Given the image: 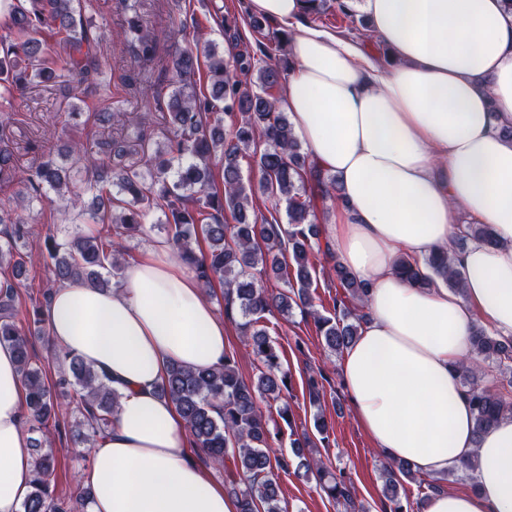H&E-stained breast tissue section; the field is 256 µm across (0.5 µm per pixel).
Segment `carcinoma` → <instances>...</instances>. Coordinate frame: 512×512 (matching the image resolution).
I'll use <instances>...</instances> for the list:
<instances>
[{
    "label": "carcinoma",
    "instance_id": "1",
    "mask_svg": "<svg viewBox=\"0 0 512 512\" xmlns=\"http://www.w3.org/2000/svg\"><path fill=\"white\" fill-rule=\"evenodd\" d=\"M124 2L127 18L120 31L93 34L83 17L81 0H0L7 28V34L0 36V98L12 102L33 85H56L65 77L83 92L91 89L97 95L110 88L112 72L104 68L98 49L112 34L138 58L153 60L158 34L144 24L141 0ZM50 38L61 49L58 57L50 53ZM290 38L291 32L284 29L267 34V42L258 44L262 61L247 53L226 59L216 48L208 49L211 84L207 94L198 93L192 82L199 67L197 50L187 45L175 53L171 68L177 81L166 99L171 136L165 148L148 157L143 166L105 165L76 143L66 148L67 165H58L50 156L22 170L13 148L1 138L0 185H17L21 202L46 200L77 211L78 222L68 241L60 244L54 236L46 237L45 267L59 286L81 280L94 288L110 287V277L122 268L126 238L144 229L155 208H167L175 256L194 269L203 288L211 291L218 282L225 305H237L244 318L241 336L263 370L248 382L238 372L235 354L227 352L217 368L172 366L159 386L160 395L175 403L200 451L243 484L236 493L239 512H281L279 476L292 466L315 474L325 494L350 512L356 508L350 487L317 456V443L328 441L330 426L325 417L318 414L314 419L319 442L308 435L302 443L294 441L291 459L274 452L272 441L281 428L271 424L259 405L263 400L283 399L288 390V375L263 325L266 316L300 308L313 318L326 349L334 354L355 341L366 318L365 283L340 264L327 245L323 255L329 258L328 265L319 268L312 261V239L319 238L317 211L326 209L327 200L339 198L340 186L336 176L308 162L287 114L280 109L282 77L289 68L280 53ZM253 71L257 72L254 81L238 78ZM258 144L264 149L252 155L258 173L256 188L286 202V226L252 216L247 209L253 187L243 181L240 159ZM217 157L222 163L220 188L210 171ZM114 189L125 197V208L117 216L112 215L117 201ZM228 214L234 223L226 222ZM101 224L113 225V231L103 233ZM0 225L4 226L0 233L7 238L0 245V269L7 272L0 283V343L13 347L27 390L26 419L35 466L33 491L22 510L83 512L91 500L90 489L80 486L70 500L58 498L53 483L56 458L46 448L50 422L56 421L62 400L71 395L51 389L46 371L33 363L29 352L28 336L46 331L52 290L46 291L43 302L32 306L27 323L16 320L20 278L33 264L32 255L23 253L20 243L31 230L21 215L4 206L0 207ZM201 237L208 243L206 252L193 247ZM468 239L498 244L489 225L469 224L451 248L431 251L424 260L425 270L404 257L398 259L396 270L423 285L439 279L462 295L464 279L456 267V254ZM286 252L291 257L289 264L281 260ZM270 273L283 280L287 289L264 288L259 277ZM319 273L359 305H338L332 317L319 314L310 293ZM470 343L478 359L461 366V378L480 434L500 419L512 417V337L494 336L475 325ZM58 360L80 410L78 431L92 438L107 436L119 404L107 376L72 353L61 352ZM487 362L507 377L505 385L493 389L482 384ZM305 390L309 403L321 406L324 394L316 378L306 379ZM402 477L414 478L409 464L390 463L384 468L386 498L392 503L389 512H409V506L398 499Z\"/></svg>",
    "mask_w": 512,
    "mask_h": 512
}]
</instances>
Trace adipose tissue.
Wrapping results in <instances>:
<instances>
[{
  "label": "adipose tissue",
  "mask_w": 512,
  "mask_h": 512,
  "mask_svg": "<svg viewBox=\"0 0 512 512\" xmlns=\"http://www.w3.org/2000/svg\"><path fill=\"white\" fill-rule=\"evenodd\" d=\"M396 64L302 24L307 0H249L250 14L291 28L296 67L285 103L312 161L338 178L330 211L335 258L369 285L368 319L339 365L354 416L389 462L445 474L478 458L477 492L427 495L421 512H512V418L476 433L459 366L475 320L512 334V10L503 0H360ZM461 209L500 240L458 253L466 288L398 275L449 246ZM58 349L102 371L119 396L112 431L80 479L89 512H238L175 405L158 394L171 365L213 367L223 318L194 272L155 239L119 286L56 288L47 312ZM26 390L0 344V512H22L34 476Z\"/></svg>",
  "instance_id": "1"
}]
</instances>
